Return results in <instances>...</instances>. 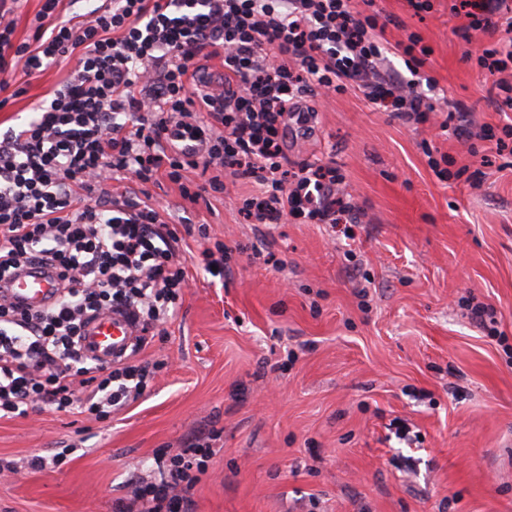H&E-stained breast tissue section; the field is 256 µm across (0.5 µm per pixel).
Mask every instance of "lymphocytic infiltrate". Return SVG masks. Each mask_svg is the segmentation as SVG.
<instances>
[{
	"label": "lymphocytic infiltrate",
	"mask_w": 512,
	"mask_h": 512,
	"mask_svg": "<svg viewBox=\"0 0 512 512\" xmlns=\"http://www.w3.org/2000/svg\"><path fill=\"white\" fill-rule=\"evenodd\" d=\"M15 0H0V109L17 74L74 59L19 129L0 134V280L39 262L57 270L58 301L31 312L0 298V418L47 405L102 419L138 399L152 374L135 355L100 365L78 340L95 314L130 312L139 346L176 314L186 287L182 239L151 195L115 191L164 178L183 199L227 193L225 173L256 190L240 213L264 227L296 220L342 227L361 212L336 166L290 161L296 101L355 87L376 110L418 124L436 112L415 79L431 49L417 33L388 45L374 0H102L85 19L41 0L32 40L15 39ZM469 28L497 35L475 64L491 105L512 112V0H453ZM406 72H383L387 48ZM222 84L199 87L204 63ZM213 450L197 437L114 512H196Z\"/></svg>",
	"instance_id": "obj_1"
}]
</instances>
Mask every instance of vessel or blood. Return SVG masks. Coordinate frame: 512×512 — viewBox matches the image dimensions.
Masks as SVG:
<instances>
[{
	"instance_id": "b4317fda",
	"label": "vessel or blood",
	"mask_w": 512,
	"mask_h": 512,
	"mask_svg": "<svg viewBox=\"0 0 512 512\" xmlns=\"http://www.w3.org/2000/svg\"><path fill=\"white\" fill-rule=\"evenodd\" d=\"M0 291L31 310H44L57 298V280L51 271L32 266L1 284ZM136 334L126 312L108 310L88 323L80 346L97 363L109 364L125 357Z\"/></svg>"
}]
</instances>
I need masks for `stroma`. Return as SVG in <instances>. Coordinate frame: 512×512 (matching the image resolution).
I'll return each instance as SVG.
<instances>
[{
    "instance_id": "35a3bbf8",
    "label": "stroma",
    "mask_w": 512,
    "mask_h": 512,
    "mask_svg": "<svg viewBox=\"0 0 512 512\" xmlns=\"http://www.w3.org/2000/svg\"><path fill=\"white\" fill-rule=\"evenodd\" d=\"M374 4L389 42L416 32L431 47L428 97L464 105L479 125L512 121L465 59L489 34L458 37L466 20L448 0L420 16L407 0ZM71 66L17 77L0 133ZM299 104L309 120L290 123L286 152L342 170L363 210L354 242L327 224L260 234L239 212L248 179L195 203L169 182L149 186L190 255L176 317L139 355L165 366L104 421L46 406L0 419V459L15 466L0 477V512H113L126 481L157 478V454L211 430L196 512H306L312 497L318 512H512V154L482 165L485 142L444 133L445 113L408 123L354 89ZM425 141L478 180L440 181ZM218 242L235 249L221 279L198 260ZM468 296L496 310L502 341L471 322ZM397 418L420 446L391 437ZM57 448L70 451L61 467L29 468Z\"/></svg>"
}]
</instances>
